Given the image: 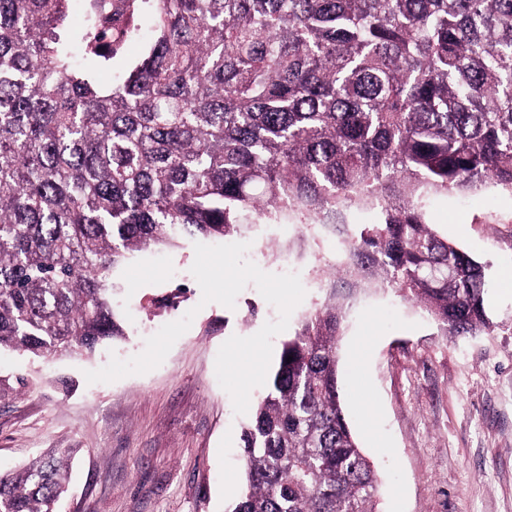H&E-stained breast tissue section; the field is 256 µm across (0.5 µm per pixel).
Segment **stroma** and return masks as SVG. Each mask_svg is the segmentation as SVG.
Here are the masks:
<instances>
[{
    "instance_id": "stroma-1",
    "label": "stroma",
    "mask_w": 512,
    "mask_h": 512,
    "mask_svg": "<svg viewBox=\"0 0 512 512\" xmlns=\"http://www.w3.org/2000/svg\"><path fill=\"white\" fill-rule=\"evenodd\" d=\"M427 220L487 268L491 331L454 337L393 291L365 283L347 308L339 377L350 425L381 482L379 512H512V195L495 187L436 196ZM254 260L276 240L261 270L288 257L308 273L303 301L284 336L330 288L341 262L331 228L293 221L244 236ZM195 240L183 237L133 254L114 269L116 312L125 338L91 355L43 363L0 353V475L52 448L75 451L58 512H229L243 483L241 430L217 380L215 360L231 336L269 320L255 286L234 308L201 305L190 272ZM195 317L156 369L111 383L84 373L110 357L141 353L158 326Z\"/></svg>"
}]
</instances>
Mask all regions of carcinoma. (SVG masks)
Returning <instances> with one entry per match:
<instances>
[{
  "instance_id": "1",
  "label": "carcinoma",
  "mask_w": 512,
  "mask_h": 512,
  "mask_svg": "<svg viewBox=\"0 0 512 512\" xmlns=\"http://www.w3.org/2000/svg\"><path fill=\"white\" fill-rule=\"evenodd\" d=\"M488 185L512 192V0H0V351L126 335L112 271L179 237L295 217L340 238L342 287L282 342L229 512H378L340 396L344 308L366 277L453 336L491 330L486 266L426 212ZM355 210L376 221L349 234ZM72 454L1 475L0 512H55Z\"/></svg>"
}]
</instances>
